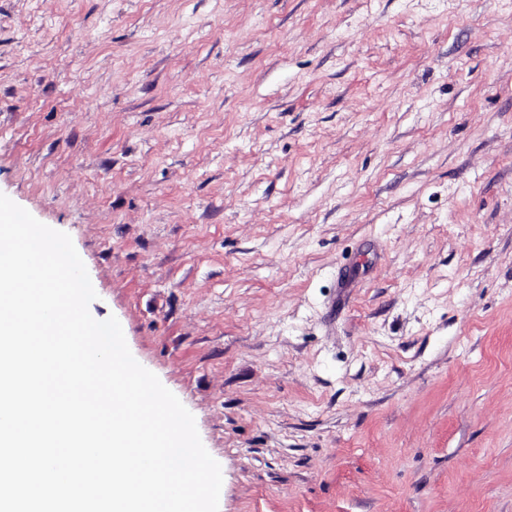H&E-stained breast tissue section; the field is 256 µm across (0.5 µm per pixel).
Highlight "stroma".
I'll return each mask as SVG.
<instances>
[{
  "mask_svg": "<svg viewBox=\"0 0 512 512\" xmlns=\"http://www.w3.org/2000/svg\"><path fill=\"white\" fill-rule=\"evenodd\" d=\"M0 193L219 512H512V0H0Z\"/></svg>",
  "mask_w": 512,
  "mask_h": 512,
  "instance_id": "35a3bbf8",
  "label": "stroma"
}]
</instances>
